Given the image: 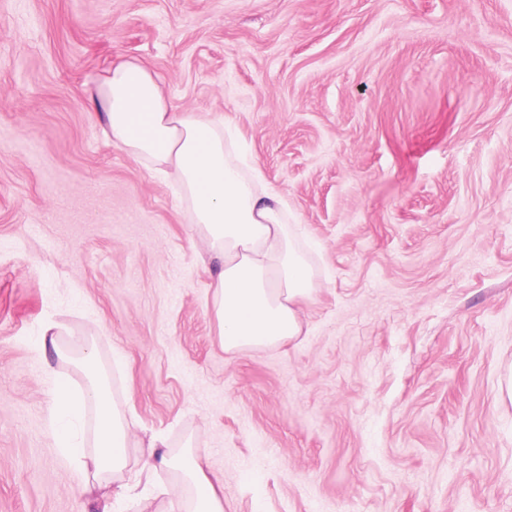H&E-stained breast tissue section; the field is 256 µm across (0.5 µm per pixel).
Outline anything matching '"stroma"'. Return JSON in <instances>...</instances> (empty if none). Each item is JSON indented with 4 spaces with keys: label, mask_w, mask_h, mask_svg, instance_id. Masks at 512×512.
<instances>
[{
    "label": "stroma",
    "mask_w": 512,
    "mask_h": 512,
    "mask_svg": "<svg viewBox=\"0 0 512 512\" xmlns=\"http://www.w3.org/2000/svg\"><path fill=\"white\" fill-rule=\"evenodd\" d=\"M231 122L316 248L303 333L225 353L185 204L102 137L116 55ZM82 388L205 449L224 512H512V0H0V512H95Z\"/></svg>",
    "instance_id": "stroma-1"
}]
</instances>
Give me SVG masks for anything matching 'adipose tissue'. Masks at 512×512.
I'll return each instance as SVG.
<instances>
[{"instance_id":"ef3b65f1","label":"adipose tissue","mask_w":512,"mask_h":512,"mask_svg":"<svg viewBox=\"0 0 512 512\" xmlns=\"http://www.w3.org/2000/svg\"><path fill=\"white\" fill-rule=\"evenodd\" d=\"M103 110L104 138L147 171L167 175L184 201L204 251L218 260L211 277V311L226 353L277 346L300 336L302 305L318 288L301 246L299 225L289 224L288 204L264 182L261 169L239 157L224 118L183 110L143 62L116 56L94 86ZM49 408L52 439L64 455L80 457V429L94 409L96 444L89 455L101 487V506L136 501L141 478L161 470L180 473L178 486L156 487L169 512H224V480L207 470L205 455L191 448L174 455L158 434L147 438L148 460L130 458L139 424L112 401L96 379L73 391L55 377Z\"/></svg>"}]
</instances>
